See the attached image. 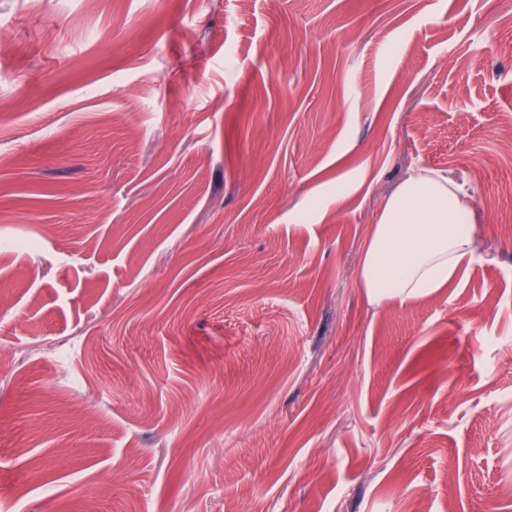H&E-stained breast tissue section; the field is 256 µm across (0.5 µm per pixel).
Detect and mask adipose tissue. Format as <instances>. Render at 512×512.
<instances>
[{"instance_id":"1","label":"adipose tissue","mask_w":512,"mask_h":512,"mask_svg":"<svg viewBox=\"0 0 512 512\" xmlns=\"http://www.w3.org/2000/svg\"><path fill=\"white\" fill-rule=\"evenodd\" d=\"M476 219L468 194L438 171L418 169L377 217L359 276L375 300L438 293L475 257Z\"/></svg>"}]
</instances>
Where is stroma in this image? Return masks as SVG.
Instances as JSON below:
<instances>
[{
	"label": "stroma",
	"instance_id": "1",
	"mask_svg": "<svg viewBox=\"0 0 512 512\" xmlns=\"http://www.w3.org/2000/svg\"><path fill=\"white\" fill-rule=\"evenodd\" d=\"M0 512H512V0H0ZM476 258L372 301L411 169Z\"/></svg>",
	"mask_w": 512,
	"mask_h": 512
}]
</instances>
